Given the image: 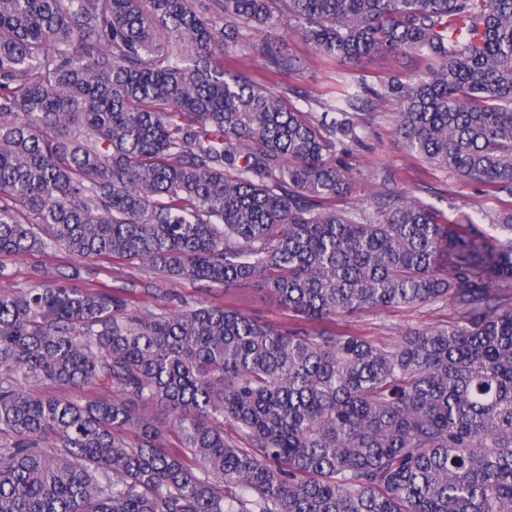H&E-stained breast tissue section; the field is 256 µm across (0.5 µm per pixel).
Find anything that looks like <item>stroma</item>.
<instances>
[{"mask_svg": "<svg viewBox=\"0 0 512 512\" xmlns=\"http://www.w3.org/2000/svg\"><path fill=\"white\" fill-rule=\"evenodd\" d=\"M265 37L282 55L303 62L301 73L278 78L287 88L289 100L299 107L305 99L319 98L354 76L362 74L372 82L392 77L405 80L415 75L422 65L414 54L398 61L370 57L355 65L341 64L324 60L296 33L275 30L266 32ZM358 113L364 145L345 158L355 174L356 188L351 195L334 200L333 208L351 210L365 202L373 191L394 189L409 192L438 212L442 219L451 222L468 218L482 225L487 215L502 209L501 200L481 186L460 180L408 153L396 134L391 110L363 104ZM0 263L7 265L10 272L9 279L0 280V292L9 293L25 287L36 272L66 269L72 259L62 252L34 250L18 257H2ZM88 267L83 287H130L134 290V300L145 306L156 305L153 291L158 287L191 302L204 299L220 303L224 300L221 292L207 293L188 281H161L137 260L93 259ZM454 315L451 306L436 303L418 308L367 311L357 322L365 333L375 338L395 340L408 329L438 325Z\"/></svg>", "mask_w": 512, "mask_h": 512, "instance_id": "stroma-1", "label": "stroma"}]
</instances>
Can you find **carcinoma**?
Wrapping results in <instances>:
<instances>
[{
	"mask_svg": "<svg viewBox=\"0 0 512 512\" xmlns=\"http://www.w3.org/2000/svg\"><path fill=\"white\" fill-rule=\"evenodd\" d=\"M288 27L328 61L427 66L317 119L224 69L300 70L239 40ZM361 100L512 197V0H0V256L74 260L0 292V512H512V209L496 237L403 192L325 207ZM104 257L291 321L73 286ZM437 302L458 317L394 341L342 322ZM224 68L230 73H244L250 76L265 74L262 61L246 59L234 53L224 58ZM231 292L240 296V303L244 310L257 315L262 320L276 324L288 323V312L282 310L275 301L253 287Z\"/></svg>",
	"mask_w": 512,
	"mask_h": 512,
	"instance_id": "cac0c4a2",
	"label": "carcinoma"
}]
</instances>
